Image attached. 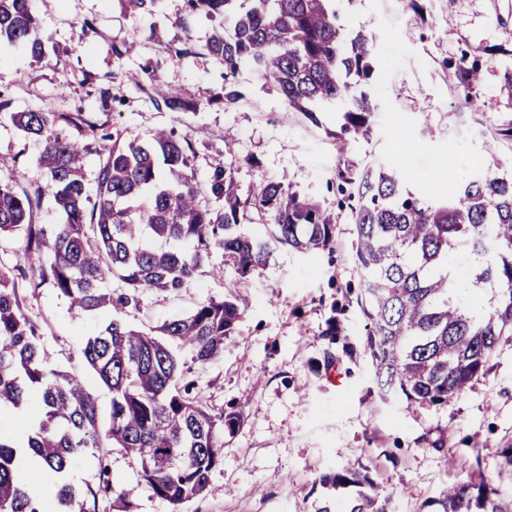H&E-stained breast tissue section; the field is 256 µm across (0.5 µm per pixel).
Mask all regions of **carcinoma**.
<instances>
[{
    "instance_id": "1",
    "label": "carcinoma",
    "mask_w": 512,
    "mask_h": 512,
    "mask_svg": "<svg viewBox=\"0 0 512 512\" xmlns=\"http://www.w3.org/2000/svg\"><path fill=\"white\" fill-rule=\"evenodd\" d=\"M132 14H152L163 0H120ZM185 0L190 20L233 18V34L206 43L224 63V95L243 98L236 76L249 68L275 88L288 109L313 123L316 112L346 99L343 133H367L371 96L350 80L372 75L368 35L345 40L332 0ZM41 20L32 0H0V39L25 47L39 61L45 49ZM157 109L193 112L198 103L178 89L154 97L156 75L143 67L127 75ZM0 120L41 143L46 181L25 186L18 177L0 183V238L24 239L22 264L0 262V407L33 408L36 421L24 444L0 430V512H85L88 497L108 492V469L98 489L69 481L72 466L101 439L140 460L139 478L179 512L204 494L212 472L223 463L224 430L236 414H214L194 393L195 381L172 344L206 365L224 352L242 310L233 293L210 298L189 314L164 322L152 334L131 327L124 315L139 310L147 290L178 293L195 279L211 250L223 251L242 275L266 265L278 245L316 251L332 244L336 215L302 197L284 182L264 180L241 198L233 173L213 159L204 185L195 179L200 152L160 129L148 138L113 140L88 189L83 157L89 144L54 136L58 121L93 122L77 115L32 109L13 111L0 98ZM349 186L356 230L354 260L368 281L365 314L372 367L380 385L405 397L407 407L444 406L483 372L505 336L512 335V177L478 169L459 192L444 200L417 196L402 184L399 170L378 167L360 176L339 173ZM61 222L33 223L44 199ZM269 216L267 239L241 230L253 216ZM463 246L471 256V281H457L448 258ZM38 273L78 314L108 310L102 330L86 339L81 355L111 392L101 420L97 400L75 375L50 370L40 354V326L24 310L18 281ZM115 282L105 292L99 284ZM494 289L492 305L478 310L465 301L469 285ZM40 459L37 472L21 470V456ZM49 481L52 495L36 486ZM326 489L364 488L350 512H373L374 484L366 471L347 467L325 474ZM497 489L485 483L472 494L467 483L448 486L443 506L450 512H503Z\"/></svg>"
}]
</instances>
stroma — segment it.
Listing matches in <instances>:
<instances>
[{
  "label": "stroma",
  "instance_id": "1",
  "mask_svg": "<svg viewBox=\"0 0 512 512\" xmlns=\"http://www.w3.org/2000/svg\"><path fill=\"white\" fill-rule=\"evenodd\" d=\"M344 35L372 39L376 110L368 135L337 138L350 106L336 101L317 122L289 111L284 99L250 70L238 75L244 98L232 106L211 103L224 85V66L205 44L215 24L196 18L190 30L178 20L184 0H165L158 17H132L119 0H34L42 21L45 57L33 62L22 49L0 42V93L17 110L80 112L96 122L85 169L94 174L112 147V137L146 135L167 127L204 151L231 164L241 194L262 180H287L291 189L322 201L339 215L330 248L312 253L276 248L267 265L240 276L212 251L220 274L199 273L177 294L147 292L128 324L142 330L189 313L198 303L233 291L244 309L224 354L193 366L195 392L213 411L235 413L236 427L224 434L223 462L206 493L181 512H317L331 502L349 512L358 490L326 496L321 474L362 463L379 487L378 512H443L448 485L460 480L493 482L502 507L512 506V336L501 343L483 373L445 406L405 410L404 397L383 395L374 379L367 346L370 324L362 304L366 284L353 262L356 243L347 199L337 189L344 168H398L407 189L434 198L454 194L455 184L436 178L446 154L457 158L459 176L477 160L512 172V96L502 93L512 72V0H426L416 14L407 0H334ZM94 27L80 31L78 21ZM134 45L115 56L113 46ZM478 60L481 81L464 103L457 82L462 60ZM149 65L158 91L182 88L200 105L196 113L157 110L127 73ZM121 93L125 103L103 108V92ZM237 139L225 143L226 129ZM40 146L9 123L0 124V181L24 174L39 183ZM27 314L43 334L47 363L79 375L108 414L111 394L84 362L80 349L106 314L75 315L50 285L20 283ZM336 335H328L329 325ZM107 465L113 492L88 499L87 512H120L122 500L134 512H169L138 479L139 466L121 449H96L78 461V484L98 481Z\"/></svg>",
  "mask_w": 512,
  "mask_h": 512
}]
</instances>
